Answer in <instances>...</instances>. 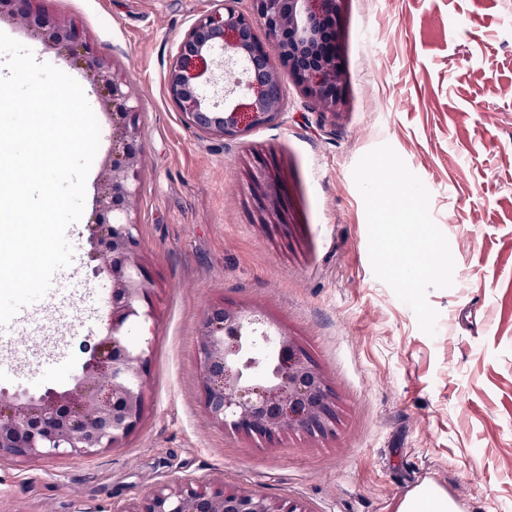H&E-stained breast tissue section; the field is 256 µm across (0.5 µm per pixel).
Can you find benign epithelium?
<instances>
[{
    "instance_id": "7a95c632",
    "label": "benign epithelium",
    "mask_w": 512,
    "mask_h": 512,
    "mask_svg": "<svg viewBox=\"0 0 512 512\" xmlns=\"http://www.w3.org/2000/svg\"><path fill=\"white\" fill-rule=\"evenodd\" d=\"M35 0H0V20L37 27L44 41L84 60L112 115V153L101 163L94 220L88 225L94 273L111 284L108 332L80 374L62 391L39 395L0 390V458L19 462L90 455L117 448L144 412L146 356L129 347L125 326L153 317L142 274L135 206L143 169L138 112L131 85L64 19L36 11ZM235 0L198 17L177 45L167 93L184 122L198 132L243 136L283 115L284 78L298 85L311 108L336 117L345 106V71L336 49L342 0ZM262 28L266 41L259 40ZM203 407L209 420L273 441L285 431L327 435L336 427V397L327 379L290 335L262 319L221 305L200 318ZM113 512H307L209 475H186Z\"/></svg>"
}]
</instances>
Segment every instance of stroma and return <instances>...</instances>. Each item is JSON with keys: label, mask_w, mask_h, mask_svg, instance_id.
I'll return each mask as SVG.
<instances>
[{"label": "stroma", "mask_w": 512, "mask_h": 512, "mask_svg": "<svg viewBox=\"0 0 512 512\" xmlns=\"http://www.w3.org/2000/svg\"><path fill=\"white\" fill-rule=\"evenodd\" d=\"M217 0H37L73 20L131 84L144 155L136 202L155 316L130 326L145 351V409L121 447L0 460V512H112L184 475H210L308 512H397L432 483L458 512H512V0H343L345 108L321 119L293 82L277 124L239 139L189 129L166 72ZM0 31L74 77L112 148V122L85 71L34 33ZM389 144L429 190L455 260L428 294L437 331L372 271L352 171ZM274 175L275 214L255 173ZM53 293L0 335V389H66L109 325L86 221ZM223 304L293 336L336 394L327 436L268 444L212 423L196 331Z\"/></svg>", "instance_id": "obj_1"}]
</instances>
